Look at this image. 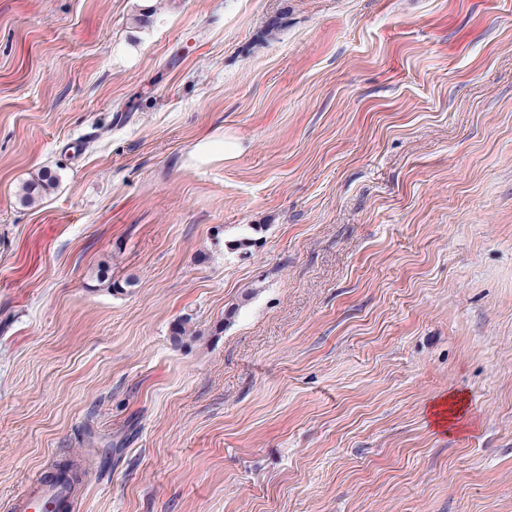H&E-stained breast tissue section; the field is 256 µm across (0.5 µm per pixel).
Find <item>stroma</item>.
Here are the masks:
<instances>
[{"instance_id":"1","label":"stroma","mask_w":512,"mask_h":512,"mask_svg":"<svg viewBox=\"0 0 512 512\" xmlns=\"http://www.w3.org/2000/svg\"><path fill=\"white\" fill-rule=\"evenodd\" d=\"M76 457L70 512H512V0H0V508ZM58 178L49 170L39 172L37 177L26 182L21 188L22 204L31 206L56 187Z\"/></svg>"}]
</instances>
